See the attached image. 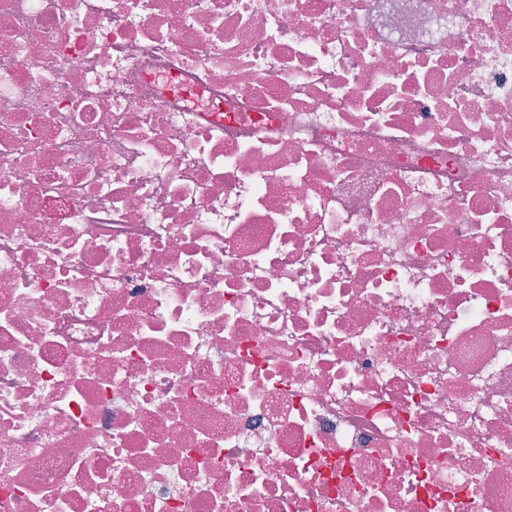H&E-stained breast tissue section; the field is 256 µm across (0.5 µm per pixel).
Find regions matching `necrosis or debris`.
<instances>
[{"label":"necrosis or debris","mask_w":512,"mask_h":512,"mask_svg":"<svg viewBox=\"0 0 512 512\" xmlns=\"http://www.w3.org/2000/svg\"><path fill=\"white\" fill-rule=\"evenodd\" d=\"M0 512H512V0H0Z\"/></svg>","instance_id":"1"}]
</instances>
